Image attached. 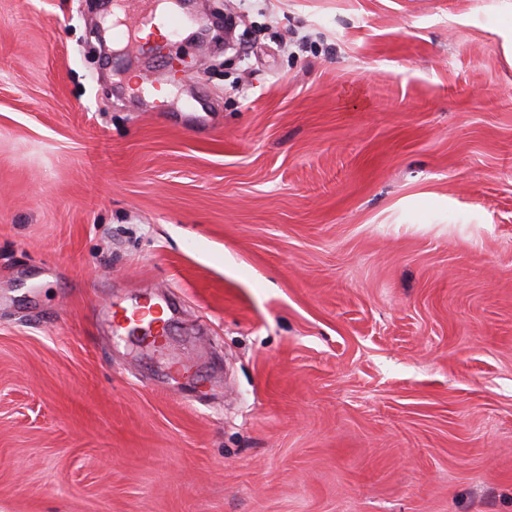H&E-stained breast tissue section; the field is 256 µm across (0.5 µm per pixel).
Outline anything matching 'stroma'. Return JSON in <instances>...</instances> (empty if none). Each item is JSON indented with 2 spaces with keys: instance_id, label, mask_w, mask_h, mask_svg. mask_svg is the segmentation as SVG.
I'll return each mask as SVG.
<instances>
[{
  "instance_id": "stroma-1",
  "label": "stroma",
  "mask_w": 512,
  "mask_h": 512,
  "mask_svg": "<svg viewBox=\"0 0 512 512\" xmlns=\"http://www.w3.org/2000/svg\"><path fill=\"white\" fill-rule=\"evenodd\" d=\"M100 9L0 0V512H512V0ZM117 3L124 19L114 24L110 35L113 41L129 48L140 45L138 34L148 25L166 27L171 36H176L190 24L187 16L179 11L170 8L159 11V0H118ZM163 310L154 306L138 305L131 308L120 307L113 311V321L119 328L137 327L148 324L154 328V342H163L167 339L169 320L162 318Z\"/></svg>"
}]
</instances>
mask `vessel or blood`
I'll return each mask as SVG.
<instances>
[{
    "instance_id": "b4317fda",
    "label": "vessel or blood",
    "mask_w": 512,
    "mask_h": 512,
    "mask_svg": "<svg viewBox=\"0 0 512 512\" xmlns=\"http://www.w3.org/2000/svg\"><path fill=\"white\" fill-rule=\"evenodd\" d=\"M124 19L110 31L112 40L134 47L139 43V32L146 26L166 27L170 35H177L189 24L187 16L173 9H160V0H118ZM113 320L118 327H137L143 324L153 328L155 341L167 338L168 320L163 312L154 306L138 305L114 310Z\"/></svg>"
}]
</instances>
